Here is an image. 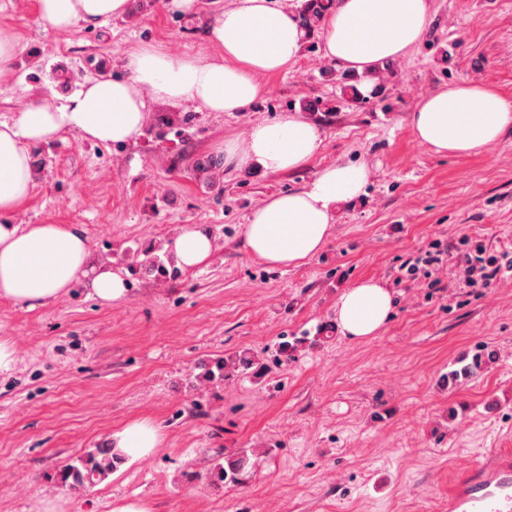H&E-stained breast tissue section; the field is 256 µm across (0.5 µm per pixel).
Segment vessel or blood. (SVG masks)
Segmentation results:
<instances>
[{
  "mask_svg": "<svg viewBox=\"0 0 512 512\" xmlns=\"http://www.w3.org/2000/svg\"><path fill=\"white\" fill-rule=\"evenodd\" d=\"M448 512H512V456L465 471L448 494Z\"/></svg>",
  "mask_w": 512,
  "mask_h": 512,
  "instance_id": "vessel-or-blood-1",
  "label": "vessel or blood"
}]
</instances>
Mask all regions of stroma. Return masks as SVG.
<instances>
[{
	"mask_svg": "<svg viewBox=\"0 0 512 512\" xmlns=\"http://www.w3.org/2000/svg\"><path fill=\"white\" fill-rule=\"evenodd\" d=\"M429 34L380 70L381 91L353 101L346 70L304 40L287 72L264 77L243 112L152 102L142 136L102 145L75 133L32 149L35 186L11 224H75L97 259L127 271L123 303L101 305L75 285L27 310L0 298V341L15 363L0 373V512H448L460 473L512 451V278L459 285L449 253L440 288L400 267L458 233L512 249V135L482 154L442 157L414 139L409 113L428 92L465 81L512 99V0H430ZM212 0L187 15L171 0H129L127 13L59 31L36 0H0L15 65L0 73V114L51 92L124 76L127 54L155 46L211 56ZM296 113L322 146L306 168L269 175L224 165L219 143ZM213 159L208 169L201 159ZM363 162L369 184L338 205L324 249L298 268L253 259L242 226L269 196L310 183L323 167ZM205 227L203 270L161 276L153 258L181 229ZM374 278L395 297L379 336L351 341L336 326L339 293ZM251 353L221 381L202 373ZM147 420L158 448L111 479L73 491L65 464ZM235 482L210 480L239 451Z\"/></svg>",
	"mask_w": 512,
	"mask_h": 512,
	"instance_id": "1",
	"label": "stroma"
}]
</instances>
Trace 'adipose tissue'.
Listing matches in <instances>:
<instances>
[{"instance_id":"obj_1","label":"adipose tissue","mask_w":512,"mask_h":512,"mask_svg":"<svg viewBox=\"0 0 512 512\" xmlns=\"http://www.w3.org/2000/svg\"><path fill=\"white\" fill-rule=\"evenodd\" d=\"M40 18L56 29L98 25L120 17L128 0H37ZM431 24L430 0H336L323 20L324 56L350 71L375 72L406 56ZM216 53L207 58L170 55L146 46L124 60L127 78H101L66 96L45 98L9 119H0V298L34 310L84 285L109 306L124 300L122 271L99 262L86 233L73 224L4 223L34 185L33 146L75 132L101 143L137 141L147 121V99L189 104L206 112H240L263 92L262 77L287 71L300 55L303 32L294 11L271 0H234L220 7L209 30ZM414 138L434 153L472 156L512 132V100L479 83H463L424 95L410 113ZM322 145L318 129L288 114L254 126L243 141L224 144V161L238 169L261 166L279 175L308 166ZM369 179L363 163L332 164L299 190L282 192L254 209L243 242L254 259L296 268L325 246L339 203L358 198ZM167 247L184 272L207 266L214 254L209 232L182 229ZM391 292L362 279L336 299L343 336H378L393 311ZM161 442L156 426L134 422L112 433L116 469L142 458Z\"/></svg>"}]
</instances>
